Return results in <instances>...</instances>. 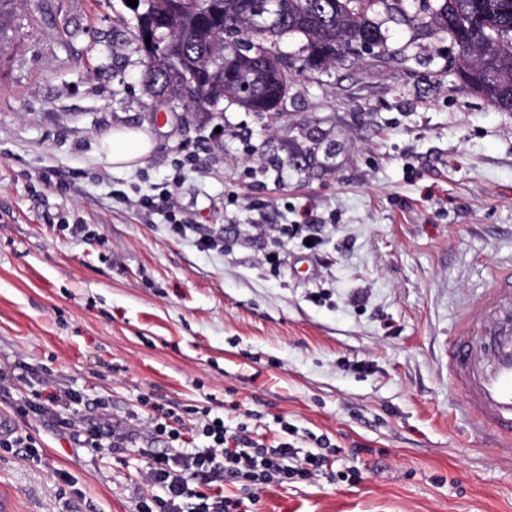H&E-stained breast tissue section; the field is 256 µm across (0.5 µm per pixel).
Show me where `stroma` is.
I'll return each instance as SVG.
<instances>
[{
    "instance_id": "1",
    "label": "stroma",
    "mask_w": 512,
    "mask_h": 512,
    "mask_svg": "<svg viewBox=\"0 0 512 512\" xmlns=\"http://www.w3.org/2000/svg\"><path fill=\"white\" fill-rule=\"evenodd\" d=\"M382 21L390 55L304 67L299 38L278 113L151 96L126 0H25L0 52V448L17 512H135V449L79 447L18 417L15 397L82 395L75 413L136 425L163 408L183 438L199 411L276 417L300 446L328 435L361 478L271 485L258 512H512V444L478 435L449 375L459 309L512 265V112L458 76V50ZM145 130L143 164L98 152ZM223 136H216V129ZM178 182L180 218L224 235L201 251L139 207ZM315 234L243 247L258 223ZM281 257L270 272L266 253ZM149 405H142V398ZM153 140L144 130L120 126L112 128L100 138V153L112 167L130 169L149 157Z\"/></svg>"
}]
</instances>
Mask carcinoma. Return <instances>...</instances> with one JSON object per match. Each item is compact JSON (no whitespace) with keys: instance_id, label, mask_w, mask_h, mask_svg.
Listing matches in <instances>:
<instances>
[{"instance_id":"cac0c4a2","label":"carcinoma","mask_w":512,"mask_h":512,"mask_svg":"<svg viewBox=\"0 0 512 512\" xmlns=\"http://www.w3.org/2000/svg\"><path fill=\"white\" fill-rule=\"evenodd\" d=\"M145 6L168 20V36L184 81L199 79L210 58L222 53L235 62L239 79L227 85L226 97L254 112L275 111L288 91L290 75L278 57L279 43L288 37L305 39L304 49L323 48L327 63L350 53L360 40L386 45L381 23L368 16V0H277L278 17L262 29L252 25V9L261 0H224L220 22L200 25L196 8L201 0H144ZM403 0H391L390 10L418 27H430L459 50V68L467 85L491 106L512 112V35L499 39L496 31L512 27V0H422L427 4L405 15ZM165 65L145 66L147 87L162 82Z\"/></svg>"}]
</instances>
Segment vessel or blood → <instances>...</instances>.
I'll use <instances>...</instances> for the list:
<instances>
[{"mask_svg":"<svg viewBox=\"0 0 512 512\" xmlns=\"http://www.w3.org/2000/svg\"><path fill=\"white\" fill-rule=\"evenodd\" d=\"M448 374L476 426L512 442V268L496 273L461 309Z\"/></svg>","mask_w":512,"mask_h":512,"instance_id":"1","label":"vessel or blood"}]
</instances>
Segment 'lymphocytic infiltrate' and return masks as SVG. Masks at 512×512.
Instances as JSON below:
<instances>
[{"label":"lymphocytic infiltrate","mask_w":512,"mask_h":512,"mask_svg":"<svg viewBox=\"0 0 512 512\" xmlns=\"http://www.w3.org/2000/svg\"><path fill=\"white\" fill-rule=\"evenodd\" d=\"M15 410L22 416L56 425L84 448H140L145 459L141 472L147 494L141 495L136 512H256L262 491L271 484L307 481L321 475L356 476L354 467L343 464L335 449L322 440L300 448L291 439L288 421L280 434L267 440L248 424L226 426L222 417L201 412L196 431L207 444L188 448L180 432L160 417H148L143 428L114 424L109 418L86 423L60 413L56 404L18 398ZM167 439L162 450L149 441Z\"/></svg>","instance_id":"obj_1"}]
</instances>
